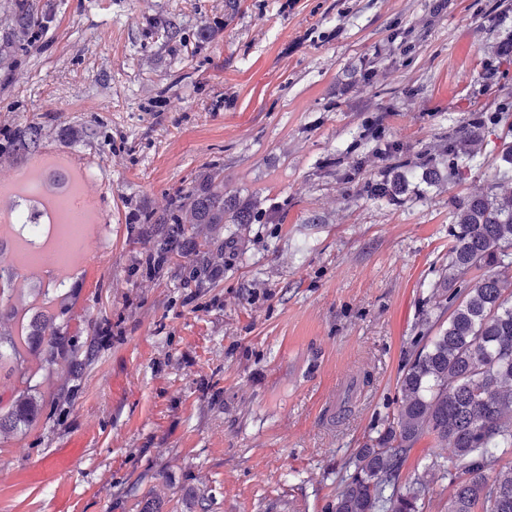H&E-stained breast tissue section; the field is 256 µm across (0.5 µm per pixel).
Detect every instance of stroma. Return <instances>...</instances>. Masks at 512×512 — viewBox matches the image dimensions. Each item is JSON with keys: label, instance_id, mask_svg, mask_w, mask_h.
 <instances>
[{"label": "stroma", "instance_id": "obj_1", "mask_svg": "<svg viewBox=\"0 0 512 512\" xmlns=\"http://www.w3.org/2000/svg\"><path fill=\"white\" fill-rule=\"evenodd\" d=\"M31 18L26 35L14 20ZM512 0H0V131L41 127L47 181L81 164L98 222L76 264L16 265L66 338L98 357L56 396L65 362L0 378L39 424L0 435V512H335L344 464L400 405L439 308L454 201L512 192L500 160L512 101ZM482 121L477 166L360 195ZM224 168L236 202L276 224H225L224 275L146 274L132 209H162ZM439 461L422 512H447L458 460L413 448L403 484ZM405 175L389 176L384 173L381 178L373 180L362 187V191L374 199L393 200L402 191Z\"/></svg>", "mask_w": 512, "mask_h": 512}]
</instances>
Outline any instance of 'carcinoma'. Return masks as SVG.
<instances>
[{
    "mask_svg": "<svg viewBox=\"0 0 512 512\" xmlns=\"http://www.w3.org/2000/svg\"><path fill=\"white\" fill-rule=\"evenodd\" d=\"M42 139L37 126L17 128L0 143V164L35 151ZM480 136L466 129L448 137L446 152L472 160ZM405 175L384 174L362 187L374 199L392 200L403 191ZM17 220L11 244L19 253L40 238L41 223L22 201L14 203ZM254 224L274 218V210L255 202L235 205L224 198V170L209 168L167 199L160 211L139 209L135 223L149 244L148 267L174 270L182 288H208L224 273V248H213L203 225ZM448 295L442 309L448 324L423 336L422 350L400 381L397 415L355 453L354 471L343 480L336 512H421L430 482L400 484L401 471L415 445L428 437L448 447L460 461L452 478L448 512H512V469L490 472L512 454V194L472 195L454 205L448 226ZM482 275H476V272ZM16 276L0 267V321L14 329L0 333V373L22 369L24 354L48 365L68 361V376L79 379L94 364L89 338L65 345L56 314L31 303H3L4 285ZM40 398L31 393L0 407V434L30 428L39 419Z\"/></svg>",
    "mask_w": 512,
    "mask_h": 512,
    "instance_id": "1",
    "label": "carcinoma"
}]
</instances>
